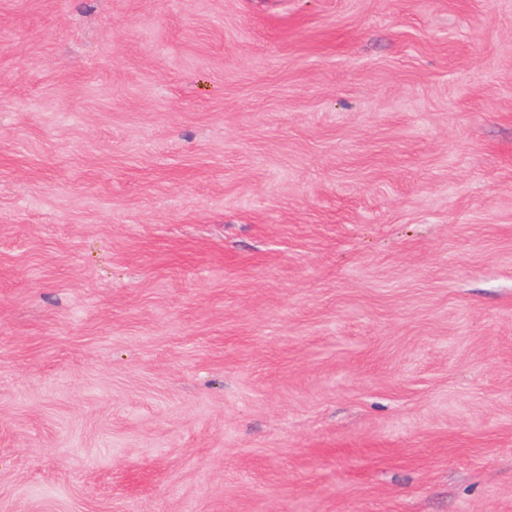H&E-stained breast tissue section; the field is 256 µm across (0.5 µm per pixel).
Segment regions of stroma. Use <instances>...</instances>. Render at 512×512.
<instances>
[{
  "instance_id": "stroma-1",
  "label": "stroma",
  "mask_w": 512,
  "mask_h": 512,
  "mask_svg": "<svg viewBox=\"0 0 512 512\" xmlns=\"http://www.w3.org/2000/svg\"><path fill=\"white\" fill-rule=\"evenodd\" d=\"M0 512H512V0H0Z\"/></svg>"
}]
</instances>
